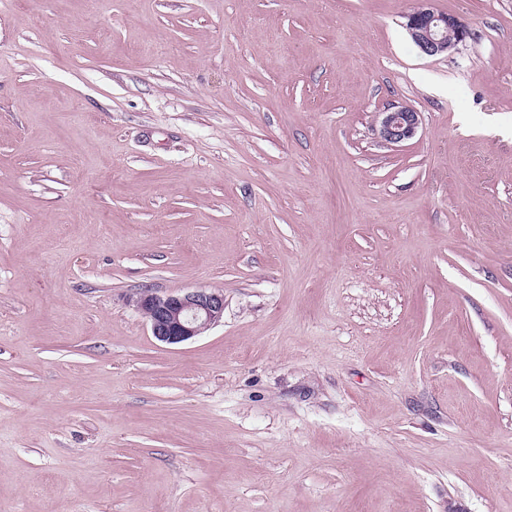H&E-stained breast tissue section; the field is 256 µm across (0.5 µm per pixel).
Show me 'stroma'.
<instances>
[{
    "label": "stroma",
    "mask_w": 512,
    "mask_h": 512,
    "mask_svg": "<svg viewBox=\"0 0 512 512\" xmlns=\"http://www.w3.org/2000/svg\"><path fill=\"white\" fill-rule=\"evenodd\" d=\"M416 5L0 0V512H512V0ZM430 0H418L407 15L406 29L419 50L437 56L470 37V31L456 16L434 10ZM421 124V114L408 106H392L376 115L379 137L390 145L413 139ZM147 318L152 335L166 344H180L200 336L224 315L223 291L195 288L157 293L144 291L132 297Z\"/></svg>",
    "instance_id": "1"
}]
</instances>
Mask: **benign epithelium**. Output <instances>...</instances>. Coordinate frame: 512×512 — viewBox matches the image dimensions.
<instances>
[{"instance_id":"obj_1","label":"benign epithelium","mask_w":512,"mask_h":512,"mask_svg":"<svg viewBox=\"0 0 512 512\" xmlns=\"http://www.w3.org/2000/svg\"><path fill=\"white\" fill-rule=\"evenodd\" d=\"M406 29L426 56L441 55L470 37L456 16L434 10L430 0H418L407 15ZM421 124V113L408 106H392L376 115L379 137L390 145L413 139ZM133 305L147 318L152 335L166 344L193 339L220 321L224 315V293L209 288L157 293L144 291L132 297Z\"/></svg>"}]
</instances>
